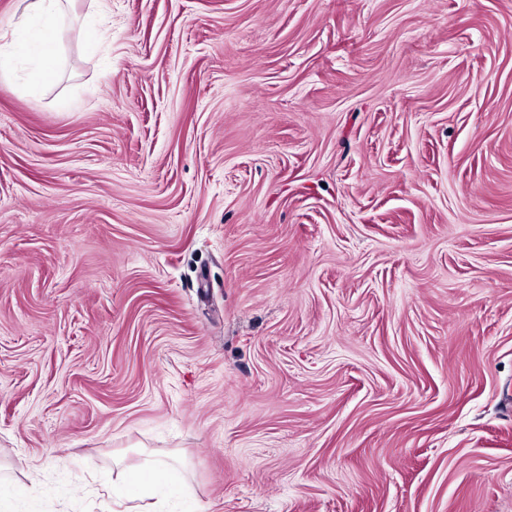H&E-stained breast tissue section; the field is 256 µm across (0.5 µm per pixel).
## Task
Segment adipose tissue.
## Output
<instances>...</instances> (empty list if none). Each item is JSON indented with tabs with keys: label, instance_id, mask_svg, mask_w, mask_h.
Instances as JSON below:
<instances>
[{
	"label": "adipose tissue",
	"instance_id": "obj_1",
	"mask_svg": "<svg viewBox=\"0 0 512 512\" xmlns=\"http://www.w3.org/2000/svg\"><path fill=\"white\" fill-rule=\"evenodd\" d=\"M16 8L19 16L11 39L0 45V75H8L15 62L24 59L31 66L33 84L52 83L65 0H18Z\"/></svg>",
	"mask_w": 512,
	"mask_h": 512
}]
</instances>
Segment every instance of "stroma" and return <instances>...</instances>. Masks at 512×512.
Listing matches in <instances>:
<instances>
[{"mask_svg": "<svg viewBox=\"0 0 512 512\" xmlns=\"http://www.w3.org/2000/svg\"><path fill=\"white\" fill-rule=\"evenodd\" d=\"M107 6L0 78L15 512H512V0ZM171 470L169 463L158 460L150 467L131 472L129 483L139 493H152L159 488L169 487Z\"/></svg>", "mask_w": 512, "mask_h": 512, "instance_id": "stroma-1", "label": "stroma"}]
</instances>
